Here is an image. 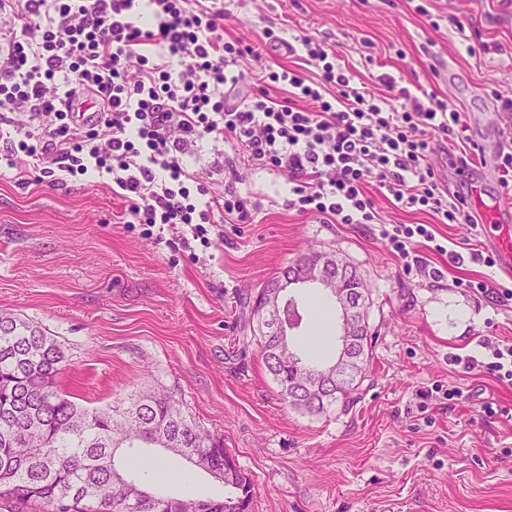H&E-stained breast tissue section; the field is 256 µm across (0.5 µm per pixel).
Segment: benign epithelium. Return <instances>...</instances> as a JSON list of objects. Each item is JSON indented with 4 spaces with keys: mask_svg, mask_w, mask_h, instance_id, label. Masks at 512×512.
Listing matches in <instances>:
<instances>
[{
    "mask_svg": "<svg viewBox=\"0 0 512 512\" xmlns=\"http://www.w3.org/2000/svg\"><path fill=\"white\" fill-rule=\"evenodd\" d=\"M354 274L351 266L345 264L335 254L319 252L308 258L299 259L291 264L288 273L267 280L262 285L263 293L259 306L263 318L278 320L277 332L288 335L285 300L290 298L289 289L298 286H315L328 292L336 304L339 313L338 347L334 364L336 365V384H341L345 373L349 371L350 351L353 336L361 324V305L347 289L339 288V283Z\"/></svg>",
    "mask_w": 512,
    "mask_h": 512,
    "instance_id": "benign-epithelium-1",
    "label": "benign epithelium"
}]
</instances>
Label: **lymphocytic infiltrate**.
Segmentation results:
<instances>
[{"mask_svg": "<svg viewBox=\"0 0 512 512\" xmlns=\"http://www.w3.org/2000/svg\"><path fill=\"white\" fill-rule=\"evenodd\" d=\"M0 163L65 183L108 175L133 223L201 234L215 215L249 224L258 201L211 195L187 161L224 141L247 166L290 174L285 209L332 224H380L367 179L404 211L441 224L472 221L429 158L461 126L460 113L381 75L385 94L356 86L335 52L309 36L289 45L316 78L284 68L246 87L252 48L224 36L210 0H0ZM381 235L405 268L438 243L430 225L392 224Z\"/></svg>", "mask_w": 512, "mask_h": 512, "instance_id": "lymphocytic-infiltrate-1", "label": "lymphocytic infiltrate"}]
</instances>
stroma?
Wrapping results in <instances>:
<instances>
[{"instance_id": "obj_1", "label": "stroma", "mask_w": 512, "mask_h": 512, "mask_svg": "<svg viewBox=\"0 0 512 512\" xmlns=\"http://www.w3.org/2000/svg\"><path fill=\"white\" fill-rule=\"evenodd\" d=\"M224 33L253 47L247 82L300 57L264 49L266 29L287 41L309 35L333 45L355 83L375 93L378 74L422 86L457 109L466 140L448 147L472 161L468 176L431 162L451 191L474 186L512 212V193L481 178L478 146L495 159L491 108L512 97V0H224ZM233 150L204 143L189 161L211 192L236 187L263 204L254 223H216L208 245L188 253L127 221L109 180L89 174L64 186L0 168V312L44 329L63 347L58 385L89 408L131 390L162 386L223 439L252 480L253 512H512V386L454 357L486 360L488 343L512 345V300L473 289L512 288V277L467 256L489 253L488 231L438 224L396 208L368 182L383 222L432 225L448 249H421L424 269L406 270L377 231L300 216L271 197L288 194V173L230 168ZM333 251L370 290L375 333L351 406L311 414L285 404L256 351L238 357V299L300 255ZM462 261H454L453 253ZM437 269L441 278L428 277ZM296 289L308 317L328 330L302 341L336 355L338 314ZM458 388L455 401L441 391ZM492 404L493 413L482 410ZM147 485L176 496L223 497L224 485L168 452Z\"/></svg>"}]
</instances>
